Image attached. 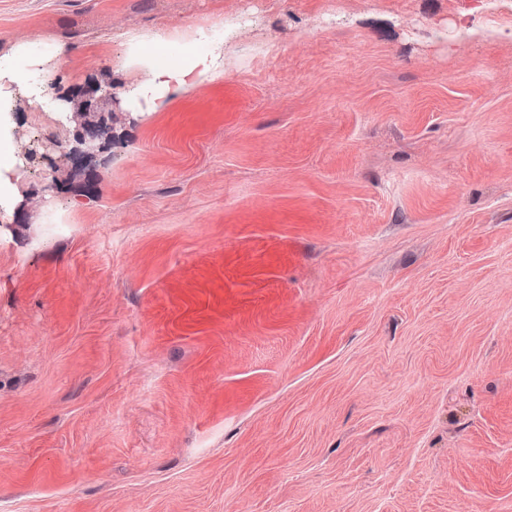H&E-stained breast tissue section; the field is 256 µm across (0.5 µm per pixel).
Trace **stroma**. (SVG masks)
Returning a JSON list of instances; mask_svg holds the SVG:
<instances>
[{"label": "stroma", "instance_id": "obj_1", "mask_svg": "<svg viewBox=\"0 0 512 512\" xmlns=\"http://www.w3.org/2000/svg\"><path fill=\"white\" fill-rule=\"evenodd\" d=\"M211 25L132 111L133 39ZM21 44L71 116L13 144L85 84L112 143L8 174L0 512H512V0H0ZM202 42L210 43L209 50H194L193 46ZM135 45L134 65L147 75L137 94L148 102L147 112L157 111L203 80L224 76V44L213 41L203 27L194 30L174 60L167 59L169 42L159 34L143 36Z\"/></svg>", "mask_w": 512, "mask_h": 512}]
</instances>
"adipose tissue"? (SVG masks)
Listing matches in <instances>:
<instances>
[{"label":"adipose tissue","mask_w":512,"mask_h":512,"mask_svg":"<svg viewBox=\"0 0 512 512\" xmlns=\"http://www.w3.org/2000/svg\"><path fill=\"white\" fill-rule=\"evenodd\" d=\"M202 42L208 43L209 49L200 53L195 46ZM167 47V40L155 34L139 38L134 50V64L147 76L138 95L147 101L152 112L189 92L199 82L224 75V45L212 41L205 28L195 29L177 58H169Z\"/></svg>","instance_id":"obj_1"}]
</instances>
